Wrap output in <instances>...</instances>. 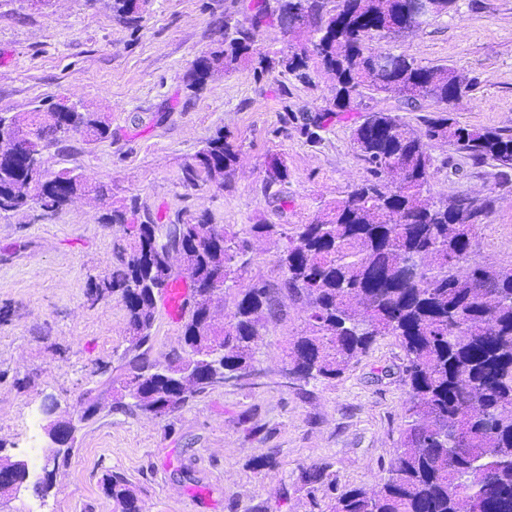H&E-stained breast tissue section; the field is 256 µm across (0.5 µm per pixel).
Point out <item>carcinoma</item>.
I'll use <instances>...</instances> for the list:
<instances>
[{
	"label": "carcinoma",
	"instance_id": "1",
	"mask_svg": "<svg viewBox=\"0 0 512 512\" xmlns=\"http://www.w3.org/2000/svg\"><path fill=\"white\" fill-rule=\"evenodd\" d=\"M409 0H256L250 27L224 22V41L193 63L189 86L201 89L211 70L249 67L255 80L277 64L299 80L309 77L311 56L336 80V95L324 113L302 127L309 142L321 140L326 115L363 112L352 132L358 158L370 179L309 224H250L238 232L201 215L182 236L159 244V219L137 199L112 208L103 185L64 168L50 177L34 174L18 151L19 132L34 129L42 153L59 144L60 129L88 142L112 137L97 112L66 111L53 103L17 117L0 131V214L28 206L29 187H41L44 211L58 213L89 193L102 204L105 224H129L132 242L112 272L95 285L123 301L134 346L123 352L128 373L109 377L104 388L138 382L142 402L134 408L154 414L173 400L183 404L224 379L256 367L261 331L279 315V295L306 307L303 329L288 342V365L304 381L332 380L359 361L381 336L394 337L404 357L408 396L402 407L401 442L389 477L377 490L348 489L330 500L329 512H512V263L483 264L474 242L493 210L483 199L473 209L460 197L430 195L438 170L432 148L455 147L477 163L491 161L505 180L512 172V133L462 125L448 106L475 87L446 64L421 65L403 54L379 73L376 44L391 30L411 25ZM112 9L138 22L137 0H113ZM304 21L288 28L305 46L274 60L254 52L255 32L283 22L293 11ZM393 93L437 110L417 128L391 110H373L366 100ZM238 145L218 130L183 169L195 185L214 181L236 162ZM287 241L280 258L282 279L249 276V238ZM181 265L175 266L174 260ZM179 274L193 283L183 323V352L163 363L148 357L157 298ZM231 306L220 322L214 297ZM315 492L331 493L336 481L327 465L304 472ZM117 512H141L133 484L121 473L107 477Z\"/></svg>",
	"mask_w": 512,
	"mask_h": 512
}]
</instances>
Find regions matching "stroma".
Listing matches in <instances>:
<instances>
[{
	"label": "stroma",
	"instance_id": "obj_1",
	"mask_svg": "<svg viewBox=\"0 0 512 512\" xmlns=\"http://www.w3.org/2000/svg\"><path fill=\"white\" fill-rule=\"evenodd\" d=\"M250 0H144L137 24L112 0H0V113L27 117L59 101L109 120L112 136L89 143L72 132L49 150L48 170L70 168L112 190V205L137 198L161 222L208 215L213 223L308 224L369 178L353 150L356 112L329 116L319 143L301 127L335 94L329 74L308 82L272 71L218 70L202 90L187 88L193 62L214 49L225 19L249 25ZM422 65L448 64L475 79L451 104L460 124L512 131V0H455L421 31L386 45ZM239 155L224 185L196 187L182 169L217 130ZM434 198L478 195L493 211L476 248L480 262L512 263V181L491 163L436 146ZM288 180L267 185L273 161ZM99 203L75 199L62 212L25 209L0 216V457L28 459L36 442L41 493L24 484V512H115L106 477L124 474L142 512H318L303 481L327 464L337 491L379 488L400 442L408 386L393 337L331 381L281 386L288 338L303 327L302 303L285 300L257 353L268 376L257 388L217 386L165 416L117 408L103 392L93 423L79 425L67 460L49 464L46 419L54 396L61 417L77 419L82 395L119 374L129 335L118 295L95 290L130 241L125 224H103ZM38 423H31V416ZM274 454L275 468L253 459Z\"/></svg>",
	"mask_w": 512,
	"mask_h": 512
}]
</instances>
